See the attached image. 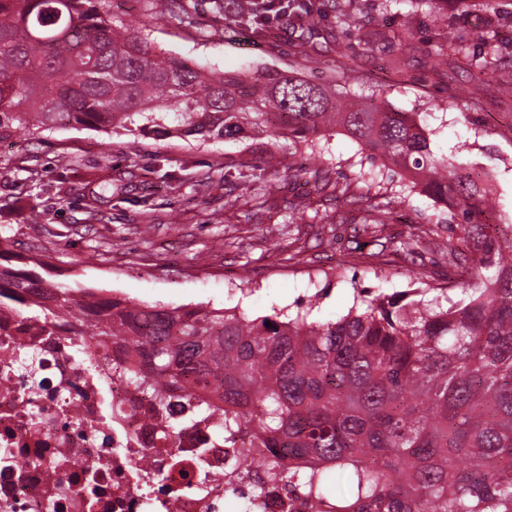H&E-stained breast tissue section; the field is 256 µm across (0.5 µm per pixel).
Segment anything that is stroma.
I'll return each mask as SVG.
<instances>
[{"label":"stroma","mask_w":512,"mask_h":512,"mask_svg":"<svg viewBox=\"0 0 512 512\" xmlns=\"http://www.w3.org/2000/svg\"><path fill=\"white\" fill-rule=\"evenodd\" d=\"M107 2L159 52L246 79L270 70L329 87L336 66L348 67L351 93L418 113L434 153L499 195L495 221L512 225V88L448 54L452 30H480L490 45L512 38V0H493L491 21L464 0L436 13L410 0H359L353 33L338 24L336 0H306L323 14L322 49L310 57L290 23L260 34L249 22L228 28L213 0ZM369 30L407 38L384 50L361 43ZM272 153L287 156V140L203 142L71 125L10 137L0 141V245L79 300L236 306L253 317L306 308L311 319H331L352 306L356 283L386 294L418 277L447 286L454 269L430 248L438 207L429 196L398 179L370 208L358 174L371 165L341 133L295 178L267 169ZM324 169L350 178L348 197L315 193L313 175ZM108 186L112 196L102 197ZM341 213L357 224L379 215L380 238L338 235ZM412 239L410 255L401 244Z\"/></svg>","instance_id":"obj_1"}]
</instances>
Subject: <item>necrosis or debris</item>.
Returning <instances> with one entry per match:
<instances>
[{"instance_id":"4bbe7bcc","label":"necrosis or debris","mask_w":512,"mask_h":512,"mask_svg":"<svg viewBox=\"0 0 512 512\" xmlns=\"http://www.w3.org/2000/svg\"><path fill=\"white\" fill-rule=\"evenodd\" d=\"M75 324L0 315V512H231L244 449L89 368L96 348Z\"/></svg>"}]
</instances>
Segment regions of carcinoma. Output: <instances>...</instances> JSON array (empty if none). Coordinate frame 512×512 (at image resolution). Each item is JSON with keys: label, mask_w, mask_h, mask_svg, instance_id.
<instances>
[{"label": "carcinoma", "mask_w": 512, "mask_h": 512, "mask_svg": "<svg viewBox=\"0 0 512 512\" xmlns=\"http://www.w3.org/2000/svg\"><path fill=\"white\" fill-rule=\"evenodd\" d=\"M217 9L224 25L259 9ZM320 18L293 25L315 49ZM306 77L258 72L247 82L156 50L115 24L104 0H0V138L61 125L166 132L200 140L260 135L295 152L270 167L290 176L336 131L371 163L444 204L469 250L437 249L457 269L448 288L393 294L356 290L348 312L313 321L279 311L250 318L236 308L143 305L119 297L73 302L71 289L3 263L0 304L44 319L73 309L112 341L102 360L157 404L182 398L192 415L214 413L217 436L247 448L237 474L253 495L284 483L311 512H512V240L481 217L488 190L430 148L413 112L342 101ZM317 191L349 184L315 173ZM311 457L302 471L293 460ZM338 470L347 491L331 493Z\"/></svg>", "instance_id": "carcinoma-1"}]
</instances>
